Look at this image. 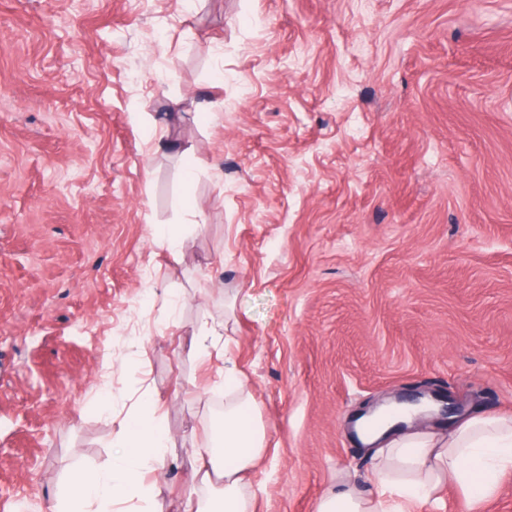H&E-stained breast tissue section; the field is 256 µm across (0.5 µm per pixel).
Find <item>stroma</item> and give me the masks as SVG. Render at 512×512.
I'll return each instance as SVG.
<instances>
[{
    "mask_svg": "<svg viewBox=\"0 0 512 512\" xmlns=\"http://www.w3.org/2000/svg\"><path fill=\"white\" fill-rule=\"evenodd\" d=\"M206 321L269 441L256 512L369 476V403L512 414V0H0V512L107 465L145 394L177 512ZM221 336L216 327L205 322L190 337L188 352L197 357H210L211 350L218 349Z\"/></svg>",
    "mask_w": 512,
    "mask_h": 512,
    "instance_id": "obj_1",
    "label": "stroma"
}]
</instances>
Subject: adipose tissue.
<instances>
[{
  "label": "adipose tissue",
  "mask_w": 512,
  "mask_h": 512,
  "mask_svg": "<svg viewBox=\"0 0 512 512\" xmlns=\"http://www.w3.org/2000/svg\"><path fill=\"white\" fill-rule=\"evenodd\" d=\"M224 412L209 448L195 449V479L203 494L186 498L182 512H254L251 482L267 455L265 428L254 413L251 394L238 373L221 367ZM363 444L377 462L370 488L349 476L317 502L315 512H414L437 502L446 486L459 491L458 512H482L512 475V415L475 412L445 434L399 425L397 418L371 426L358 421ZM168 431L158 403L144 399L125 422L124 447L109 466L72 474L70 495L53 512H113L119 501L137 500L139 512H153L158 496L154 474L166 465Z\"/></svg>",
  "instance_id": "1"
}]
</instances>
